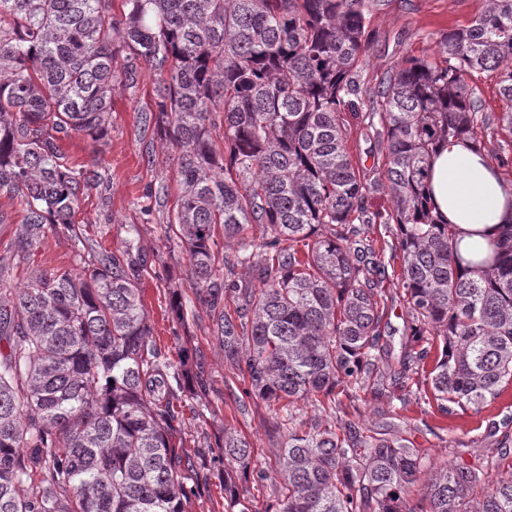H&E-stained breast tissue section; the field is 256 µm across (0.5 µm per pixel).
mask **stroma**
<instances>
[{"label": "stroma", "mask_w": 512, "mask_h": 512, "mask_svg": "<svg viewBox=\"0 0 512 512\" xmlns=\"http://www.w3.org/2000/svg\"><path fill=\"white\" fill-rule=\"evenodd\" d=\"M372 33L357 80L361 92L343 113L346 149L354 168L378 173L385 153L367 127L368 97L380 79L410 57L438 59L448 30L462 28L481 13L485 0H369ZM156 78L142 70L132 88L112 96L109 133L94 142L65 138L59 145L70 165L97 167L105 177L100 187L81 196L76 223L85 225L87 245L96 251L117 252L135 241L144 270L138 280L140 296L157 348L171 361L182 352L205 364L204 383L186 399L176 423V464L191 491L189 512H224V465L216 445L225 429L244 432L256 453L254 462L275 470L281 447L272 430L266 404L244 398L248 382L224 362V353L212 331L211 314L200 303L187 277L188 255L168 248L166 228L178 197L175 155L163 148L144 114L154 105ZM180 291L182 314L172 308V293ZM388 309L380 332L392 360L404 352L409 330L403 291L396 278L384 284ZM355 405L363 423L371 427L395 425L418 448L429 466L461 464L483 469L489 481L512 471L499 459L493 429L512 421V388L480 415H443L432 397L419 386L408 385L398 401L359 392Z\"/></svg>", "instance_id": "stroma-1"}]
</instances>
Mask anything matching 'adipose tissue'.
<instances>
[{
	"label": "adipose tissue",
	"instance_id": "adipose-tissue-1",
	"mask_svg": "<svg viewBox=\"0 0 512 512\" xmlns=\"http://www.w3.org/2000/svg\"><path fill=\"white\" fill-rule=\"evenodd\" d=\"M431 167V199L443 220L457 226L461 254H484L500 227L512 221V192L485 151L465 140L440 147Z\"/></svg>",
	"mask_w": 512,
	"mask_h": 512
}]
</instances>
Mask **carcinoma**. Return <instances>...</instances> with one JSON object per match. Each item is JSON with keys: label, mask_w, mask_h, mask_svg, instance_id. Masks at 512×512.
Instances as JSON below:
<instances>
[{"label": "carcinoma", "mask_w": 512, "mask_h": 512, "mask_svg": "<svg viewBox=\"0 0 512 512\" xmlns=\"http://www.w3.org/2000/svg\"><path fill=\"white\" fill-rule=\"evenodd\" d=\"M368 26L367 0H123L118 16L112 0H0V195L22 206L0 255V512H187L173 422L204 363L162 359L133 245L85 252L74 215L94 179L57 143L103 138L116 86H136L144 67L160 79L145 121L178 153L167 240L188 253L224 362L272 407L282 438L272 476L245 434L224 429V512H256L243 485L268 480L265 512H512V475L491 485L463 465L427 471L393 427L298 413L300 401L340 407L373 379L397 386L421 371L444 415L478 413L512 386V223L467 259L424 193L451 139L488 135L498 165L512 164V0H487L449 30L440 60L410 58L380 80L367 123L386 146L376 176L352 166L342 119ZM484 72L498 75V116L469 82ZM379 190L385 214L366 207ZM378 219L396 226L406 298L397 370L379 367L390 264L360 239ZM218 224L232 259L214 250ZM250 224L263 226L257 245L244 241ZM49 232L73 240L81 269L34 266ZM238 266L250 287L232 279Z\"/></svg>", "instance_id": "carcinoma-1"}]
</instances>
